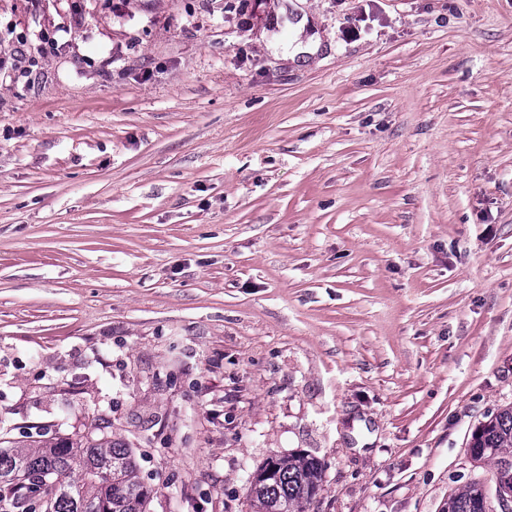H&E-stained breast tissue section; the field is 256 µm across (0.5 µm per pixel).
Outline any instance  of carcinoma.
<instances>
[{
    "label": "carcinoma",
    "instance_id": "1",
    "mask_svg": "<svg viewBox=\"0 0 512 512\" xmlns=\"http://www.w3.org/2000/svg\"><path fill=\"white\" fill-rule=\"evenodd\" d=\"M478 468L494 463V478L512 490V406L482 424L469 442ZM272 478L249 487L252 512H304L317 495L324 464L305 453L264 463ZM486 484L474 479L448 496L442 512H492ZM153 489L144 483L130 448L112 439V422L100 416L74 438L22 446L0 433V512H148Z\"/></svg>",
    "mask_w": 512,
    "mask_h": 512
}]
</instances>
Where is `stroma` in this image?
<instances>
[{
  "instance_id": "1",
  "label": "stroma",
  "mask_w": 512,
  "mask_h": 512,
  "mask_svg": "<svg viewBox=\"0 0 512 512\" xmlns=\"http://www.w3.org/2000/svg\"><path fill=\"white\" fill-rule=\"evenodd\" d=\"M0 0V423L149 512H441L512 406V0ZM289 27L295 46L288 52V59L293 62L297 59L304 61L307 59L306 55L312 56L319 51L321 39L314 19L309 14L303 12ZM267 466L274 469L272 478L256 483L259 474L250 477L254 484L248 490L252 512H304V504L320 489L324 464L308 454L291 453L271 458L261 469Z\"/></svg>"
}]
</instances>
